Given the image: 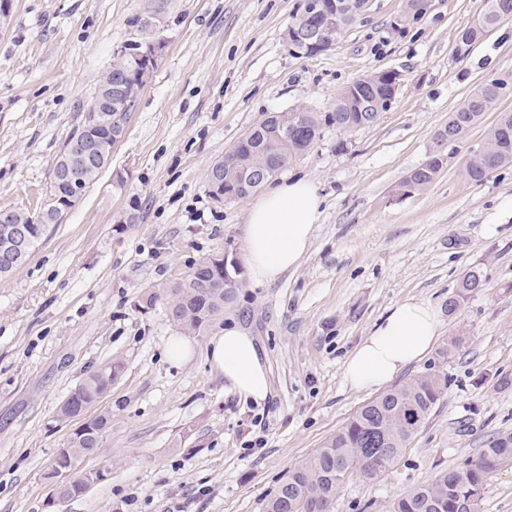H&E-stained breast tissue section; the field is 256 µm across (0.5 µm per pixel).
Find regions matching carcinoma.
Instances as JSON below:
<instances>
[{
  "instance_id": "carcinoma-1",
  "label": "carcinoma",
  "mask_w": 512,
  "mask_h": 512,
  "mask_svg": "<svg viewBox=\"0 0 512 512\" xmlns=\"http://www.w3.org/2000/svg\"><path fill=\"white\" fill-rule=\"evenodd\" d=\"M512 16V0H482L481 9L473 22L461 30L456 39V53L468 54L471 48L491 30ZM135 25L142 34L141 48L155 40L161 21L157 17H137ZM372 87L375 99L386 100L392 89L390 72L370 75L347 86L336 98L330 112H313L307 108H292L286 112H272L254 125L235 145V162L225 163L221 175L209 171V191L216 200L231 199L237 193L243 171H259L278 165L280 156L300 157L308 153L321 139L327 126L342 132H353L374 123L377 112L364 110L358 92L361 85ZM512 88V78H492L478 86L466 103L450 113L448 124L435 135L436 149L421 166L411 170L399 184L397 193L405 196L419 192L433 183L443 168V142L459 138L481 120L484 113L494 109L497 102ZM135 103L118 100L104 106L103 112L93 116L85 113L82 124L69 138L63 154L69 153L75 139L91 136L106 125L114 133L125 131L127 115ZM288 121V141L280 139L278 121L284 115ZM483 143L487 150L469 154L466 175L480 182L497 169L512 166V111L498 113L496 122L487 130ZM65 191L56 179H51L46 194L43 222L31 221L30 213L12 210V222L28 224L32 228L30 240L18 254L16 266H21L31 255L52 224L58 223L65 209L52 198ZM245 270L237 254L220 251L202 258L181 278L168 285L171 319L183 330L201 335L211 323L224 316L234 306L239 288L244 284ZM484 271L479 266L469 268L460 278L455 292L448 298V314H454L470 296L483 287ZM121 370L118 363H107L89 374L68 395L57 411L60 421L81 418L87 406L97 402L112 386ZM445 386V377L430 367L427 371L393 387L362 406L336 434L332 435L304 462L295 467L264 505V512H308L309 497L319 499V512H333L336 493L341 485L339 477L350 468L374 476L389 467L402 453L407 442L425 424L439 402ZM112 422V413L103 411L83 421L70 434L66 446L59 450L52 471L58 477L72 471L71 481L62 499L82 494L87 487L101 481V472L79 473L78 461L99 448L103 433ZM512 464V433L492 440L474 461L441 472L432 482L424 484L392 504V512H477V507L489 478L499 468Z\"/></svg>"
}]
</instances>
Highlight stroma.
Returning <instances> with one entry per match:
<instances>
[{
  "label": "stroma",
  "mask_w": 512,
  "mask_h": 512,
  "mask_svg": "<svg viewBox=\"0 0 512 512\" xmlns=\"http://www.w3.org/2000/svg\"><path fill=\"white\" fill-rule=\"evenodd\" d=\"M299 3L11 0L0 29V210L43 202L115 51L138 40L136 16L160 9L166 46L107 167L0 278V512H263L289 472L377 396L345 386L344 361L408 298L431 301L442 329L436 352L399 379L434 366L446 386L392 465L347 475L335 512H390L512 432V167L480 182L464 170L495 113L447 147L429 188L396 195L449 113L481 83L512 77V20L461 58L456 36L481 0H435L400 36L390 23L402 0H373L333 49L299 58L282 38ZM385 70L400 75L387 112L353 133L325 128L283 171L315 180L324 198L298 266L271 284L247 281L234 308L192 337L193 358L170 361L165 344L182 330L166 298L149 309L138 298L225 246L243 250L254 202L213 199L209 169L267 113L331 111L346 86ZM476 264L485 287L449 313ZM233 323L269 371L263 401L230 390L211 366V337ZM111 361L122 372L99 406L112 422L78 464L104 478L50 505L47 474L76 427L57 410Z\"/></svg>",
  "instance_id": "35a3bbf8"
}]
</instances>
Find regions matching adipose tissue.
I'll return each instance as SVG.
<instances>
[{"instance_id": "ef3b65f1", "label": "adipose tissue", "mask_w": 512, "mask_h": 512, "mask_svg": "<svg viewBox=\"0 0 512 512\" xmlns=\"http://www.w3.org/2000/svg\"><path fill=\"white\" fill-rule=\"evenodd\" d=\"M321 206L318 185L306 178L287 180L250 206L244 260L252 279L270 284L297 266L310 246ZM440 329L439 314L429 301L410 298L394 304L346 359V384L366 390L391 381L431 351ZM208 357L232 391L256 402L266 398L268 372L246 331L225 326L211 340Z\"/></svg>"}]
</instances>
